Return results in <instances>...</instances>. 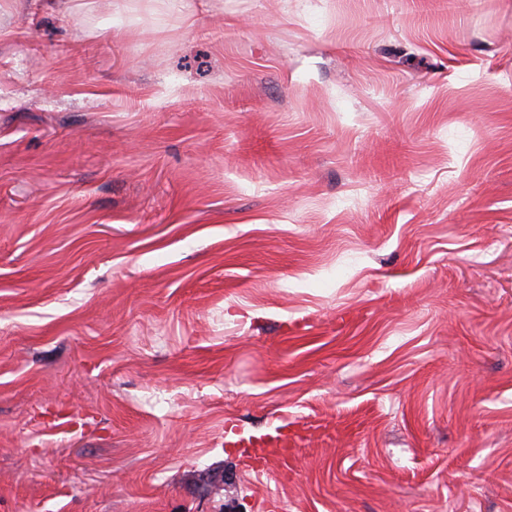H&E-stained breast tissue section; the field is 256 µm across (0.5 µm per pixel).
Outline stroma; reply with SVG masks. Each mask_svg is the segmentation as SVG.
<instances>
[{"instance_id":"stroma-1","label":"stroma","mask_w":512,"mask_h":512,"mask_svg":"<svg viewBox=\"0 0 512 512\" xmlns=\"http://www.w3.org/2000/svg\"><path fill=\"white\" fill-rule=\"evenodd\" d=\"M0 512H512V0H0ZM288 435V422H283L281 425L274 428L273 432H262L251 434L249 436H240L236 442L229 441L228 443L235 447L239 445L241 448H245L247 454L257 461L262 463L266 460V457L261 453L258 448H281L285 442V438Z\"/></svg>"}]
</instances>
